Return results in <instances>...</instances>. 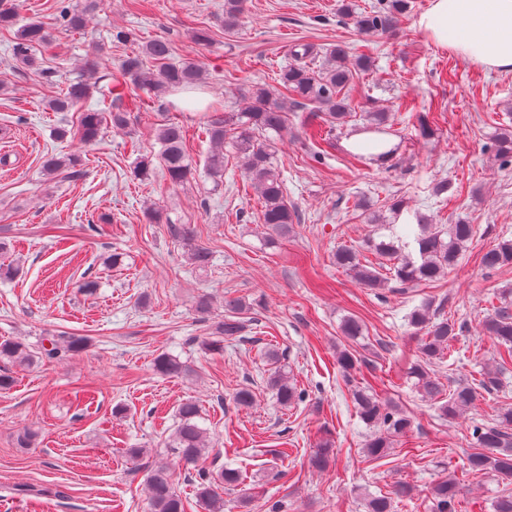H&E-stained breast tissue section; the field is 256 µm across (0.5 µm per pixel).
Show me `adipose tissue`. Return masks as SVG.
Wrapping results in <instances>:
<instances>
[{"instance_id": "adipose-tissue-1", "label": "adipose tissue", "mask_w": 512, "mask_h": 512, "mask_svg": "<svg viewBox=\"0 0 512 512\" xmlns=\"http://www.w3.org/2000/svg\"><path fill=\"white\" fill-rule=\"evenodd\" d=\"M420 25L434 43L512 72V0H433Z\"/></svg>"}]
</instances>
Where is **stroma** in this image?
<instances>
[{
	"instance_id": "obj_1",
	"label": "stroma",
	"mask_w": 512,
	"mask_h": 512,
	"mask_svg": "<svg viewBox=\"0 0 512 512\" xmlns=\"http://www.w3.org/2000/svg\"><path fill=\"white\" fill-rule=\"evenodd\" d=\"M17 2L22 20L53 29L52 42L35 51L53 75L15 69L13 33L0 29V341L34 348L80 336L88 346L27 367L0 361V374L14 379L0 390V512H149L146 472L129 456L132 448L171 465L175 490L191 496V471L168 446L177 408L189 397L216 449L207 465L246 476L225 492L224 512H267V501L278 499L283 512H365L364 494L401 482L412 494L395 512H430L427 489L446 474L461 487L459 512H492L512 481L472 471L468 457L475 451L472 424L512 407V360H500L481 327L512 291V267L488 273L481 265L487 248L512 237V162L500 164L489 150L495 129L512 126V73L430 42L419 21L431 0H406L395 30L373 36L340 20V0H246L243 23L231 33L218 21L224 0H106L74 32L54 26L61 0ZM203 27L212 39L199 44L192 34ZM120 30L130 32L129 41H116ZM154 39L170 43L173 61L203 70L202 107L186 105L181 92L115 95L120 59ZM340 42L371 60L347 90L358 117L336 125L318 115L306 129L292 122L277 144L276 164L301 221L280 244L266 246L261 202L235 151L224 150L222 186L206 174L213 145L204 106L241 111V90L256 83L286 99L277 72L289 48ZM92 53L99 68L86 109L119 106L133 124L125 133L102 127L86 145L60 141L56 128L78 115L51 111L48 103L83 74ZM367 112L389 115L400 148L387 164L357 158L345 146ZM168 119L183 125L193 165L177 185L159 172L134 174L138 161L157 155L156 130ZM59 153L80 157L81 178L44 174V158ZM442 179L452 180L454 195L433 194ZM399 201L405 208L398 223L462 221L475 235L438 281L365 287L335 254L360 247L374 230L369 214L391 216ZM152 211L157 220L149 219ZM172 224L191 225L195 243L211 251L206 271L189 266L185 246L168 232ZM115 253L122 257L117 266L109 263ZM86 280L97 283L92 293L78 289ZM204 294L213 299L206 317L196 309ZM228 296L246 303L247 328L222 352L207 353L201 342L223 319ZM426 298L438 318L467 325L437 367L443 383L501 369L498 389L455 420L441 419L407 377L419 336L405 316ZM347 317L361 322V338L343 336ZM340 346L358 360L348 377L336 363ZM271 350L305 392L297 405L281 407L267 387ZM161 353L180 356L194 376L156 373ZM244 384L256 394L249 409L232 401ZM354 384L371 385L414 420L388 456L371 459L362 451L369 432L356 413ZM26 427L38 438L22 448L18 434ZM323 437L336 455L320 473L307 459ZM279 448L287 457L273 458Z\"/></svg>"
}]
</instances>
